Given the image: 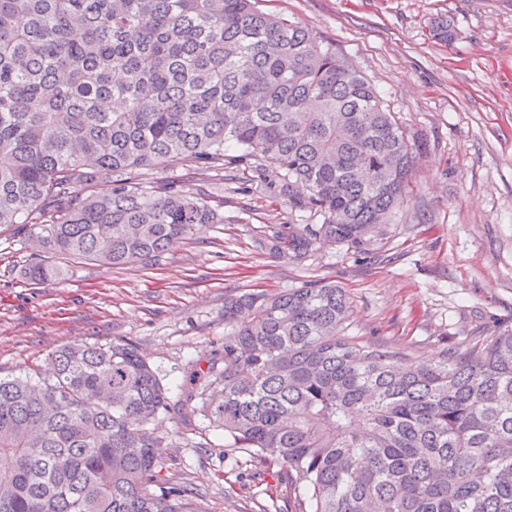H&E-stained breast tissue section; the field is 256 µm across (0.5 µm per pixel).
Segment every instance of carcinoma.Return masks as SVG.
Here are the masks:
<instances>
[{"label": "carcinoma", "mask_w": 512, "mask_h": 512, "mask_svg": "<svg viewBox=\"0 0 512 512\" xmlns=\"http://www.w3.org/2000/svg\"><path fill=\"white\" fill-rule=\"evenodd\" d=\"M274 162L323 223L291 236L364 249L415 155L374 86L257 0H0V229L56 255L159 257L224 203L149 170ZM303 185L304 197L293 195ZM345 289L315 282L224 299L230 332L173 400L134 343H73L44 376L0 378V512H205L154 484L150 424L201 415L299 480L302 512H512V326L421 364L342 335Z\"/></svg>", "instance_id": "carcinoma-1"}]
</instances>
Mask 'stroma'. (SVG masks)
<instances>
[{
	"instance_id": "1",
	"label": "stroma",
	"mask_w": 512,
	"mask_h": 512,
	"mask_svg": "<svg viewBox=\"0 0 512 512\" xmlns=\"http://www.w3.org/2000/svg\"><path fill=\"white\" fill-rule=\"evenodd\" d=\"M301 22L375 85L420 156L403 203L365 250L319 243L306 256L271 250L276 233L318 225L298 208L270 160L197 174L170 161L163 173L224 201V221L201 224L154 262L116 268L60 259L62 280L34 284L23 269L36 247L0 235V376L44 369L74 342H134L170 394L191 370L206 373L228 333L224 299L274 294L314 281L345 288V330L419 361L512 319V0H258ZM455 30L436 40L435 19ZM164 464L209 512H299L279 466L239 450L196 418L192 429L162 417Z\"/></svg>"
}]
</instances>
